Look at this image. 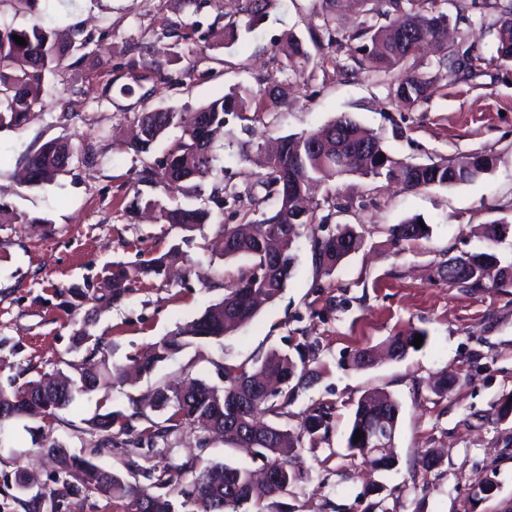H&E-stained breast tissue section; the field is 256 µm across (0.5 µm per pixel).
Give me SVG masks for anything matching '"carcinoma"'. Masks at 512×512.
<instances>
[{"label":"carcinoma","instance_id":"obj_1","mask_svg":"<svg viewBox=\"0 0 512 512\" xmlns=\"http://www.w3.org/2000/svg\"><path fill=\"white\" fill-rule=\"evenodd\" d=\"M276 0H236L235 10L225 15L224 42L233 44L239 33L250 31L267 15ZM325 12L319 25V41L336 46V0H324ZM369 18L349 36L364 39L361 57L356 64L369 72L383 73L394 78L395 95L406 101L428 100L435 86L426 76L405 67L412 57L422 54V46L430 43L438 52L437 66L448 67V14L443 10L447 0H357ZM18 35L26 40L20 45L13 39ZM89 41L61 42L54 30L35 23L27 28H15L0 23V128L20 129L29 123L35 107L41 101L45 74L56 69L64 60L75 55L84 59ZM310 53L295 36L288 37V54L279 60L277 72L298 76L310 62ZM497 59L512 62V4L503 10L498 29ZM288 107L267 88L254 90L237 86L224 96L200 106L194 112H176L156 109L144 112L138 125L151 131V138H135L130 149L136 157L152 151L159 138L170 127L182 128V135L170 146L165 162L181 170L183 180L172 185L166 177L167 165L153 166L142 162L136 171L137 181L159 186L163 191L186 187L194 194L202 191V184L216 170L212 153L213 135L224 129L230 120L244 123L261 122L269 129L276 127L279 112ZM288 150L268 154L263 170L252 173L261 184L265 195L250 197L249 205L236 211L239 223L217 224V234L225 241L224 258L244 257L248 268L241 272L234 287L218 302L210 305L192 322L178 328L171 335L150 345L130 359L131 368L141 376L150 375L156 366L179 353L185 347L209 340H219L250 323L259 313V305L274 301L288 287L296 269L295 241L303 224L329 223L330 215L322 214L320 203H312L310 193L315 185H326L340 177L383 178L404 190L414 191L432 187L457 188L471 184L490 174L495 157L490 152H475L465 161L455 162L444 158L427 163H413L400 159L385 146L381 137L361 126L347 114H340L318 129L301 134L280 137ZM90 158V148H78L69 142L49 141L24 156L25 171L31 174L27 181L40 185L52 181L64 172L60 157L65 153ZM148 204L159 208L160 221L185 232H194L210 223L211 212L205 207L167 206L158 200ZM39 217L16 212L8 203L0 202V224H37ZM253 226L252 233L240 232V225ZM503 223L486 227L484 248L456 258L461 270L439 262L435 274L440 281L460 287L480 288L489 268L501 260L495 245L506 232ZM392 239L400 244L413 245L429 236L430 228L421 227L419 220L408 219L389 228ZM363 235L350 225H338L323 237L313 240L315 263L331 272L347 255L345 244L358 245ZM187 260L186 252L178 244L150 259L135 262H117L112 265L103 281V287L112 289V295L121 296L142 278L167 274L171 266ZM417 333L408 336L394 335L381 346H365L355 351L352 365L368 369L377 362L379 351L384 349L394 361L404 360ZM75 377L67 389L58 391L50 381L28 382L10 391L0 389V427L4 423L24 418L45 419L55 410L70 406L78 394L96 391L101 383V372L92 365H76ZM224 387L218 388L202 380H193L187 388L156 389L150 408L153 411L171 410L166 419L154 421L146 408L132 401L133 413L107 411L93 420V430L98 443L92 449L97 454L112 447L117 438L128 436L124 445L129 448H155L168 444V439L190 427L201 432L198 447L210 444V434L224 438L231 448H242L268 470L274 479L259 482L254 470L228 463L203 465L193 459L172 469L151 468L140 472L151 481L150 487L165 490L155 494L148 488L129 482L124 476L112 474V487L101 483L107 469L93 461L69 453L66 446L51 441L43 451L59 463L54 487L41 494L40 499L60 503L72 496L86 500L105 495L122 505V512H138V503L146 496L153 502L154 512H174L170 494L184 498L183 505L191 512H240L247 505H260L288 490L306 478V471L298 462L302 448V435L315 441L321 433L328 432V412L321 404H311L303 412L301 432L294 435L271 423V437L259 440L250 430L260 425L258 416L274 419L288 416V407L298 397L300 389L311 383L314 372L306 369L302 352L292 356L273 350L254 361L251 367L225 365L221 367ZM275 382L278 388L268 392L265 382ZM400 403L384 392L368 393L361 397L353 413L347 448L359 455L363 463L376 471L392 470L398 459L393 449L381 450L372 455L371 439L384 427L398 424ZM147 422L137 429L132 420ZM360 440H355V431Z\"/></svg>","mask_w":512,"mask_h":512}]
</instances>
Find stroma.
<instances>
[{"label": "stroma", "instance_id": "35a3bbf8", "mask_svg": "<svg viewBox=\"0 0 512 512\" xmlns=\"http://www.w3.org/2000/svg\"><path fill=\"white\" fill-rule=\"evenodd\" d=\"M507 2L448 0L449 54L455 60L478 56L482 63L458 80L433 58L410 59L409 68L437 80L428 101L411 104L395 98L388 77L356 68L355 44L348 39L355 16L337 12L342 48L313 49L314 63L282 82L288 107L274 130L278 136L300 134L346 113L382 137L397 157L414 162L493 152L497 161L490 174L454 189L413 192L356 175L336 181L329 188L334 221L363 232L361 250L334 271H320L311 245L325 231L316 224L302 228L294 277L250 324L183 349L134 384L77 398L58 411L52 437L72 454H88L97 414L131 413L132 400L188 374L222 385V365L248 363L273 349L290 352L300 344L317 376L281 425L298 432L301 412L317 402L330 412V430L303 445L308 480L266 501L264 512H363L370 501L381 502L385 512H512V419L499 418L502 400L512 394V284L463 288L435 274L439 261L480 250L485 224L512 223V62L496 53V22ZM322 7L323 0H279L253 32L225 48L215 19L230 12L231 0H205L197 12L178 0H39L32 11L16 0H0V21L19 28L43 22L89 38L92 48L103 51L47 74L30 122L20 130H0V200L35 218L31 224H0V338L7 341L0 350V386L71 373L92 350L78 336L83 329L104 338L108 365L126 363L223 297L246 265L207 248L216 221L234 223L228 208L214 209V223L183 244L192 264L185 275L144 278L118 300L101 288L106 266L182 244L181 231L142 218L148 200L196 202L189 191L166 193L137 182L140 162L125 141L141 113L190 111L236 86L267 84L288 35L310 43ZM173 22L179 37L156 41V33ZM202 38L213 42L211 55H192V44ZM153 43L159 49L155 65L129 68L137 47ZM266 134L257 122L247 132L236 123L219 132L213 149L224 171L207 180L204 196L226 186L261 193L241 153ZM53 139L90 144L91 160L70 164L41 186L21 180L24 154ZM415 216L429 224L430 236L399 249L388 229ZM413 331L427 339L405 360L351 367L356 349ZM444 372L458 383L441 397L430 383ZM373 390L392 394L401 412L398 464L371 478L361 458L349 456L346 437L356 402ZM39 425L26 417L0 428V512H28L32 495L20 493L16 483L21 469L36 471L39 489L54 484L58 468L41 453ZM197 439L187 428L170 447L133 459L115 446L96 461L124 476L134 463L160 469L198 453L212 464L251 463L220 440L198 450ZM427 453L438 457L429 470L421 463ZM485 479L497 486L488 498L477 492Z\"/></svg>", "mask_w": 512, "mask_h": 512}]
</instances>
